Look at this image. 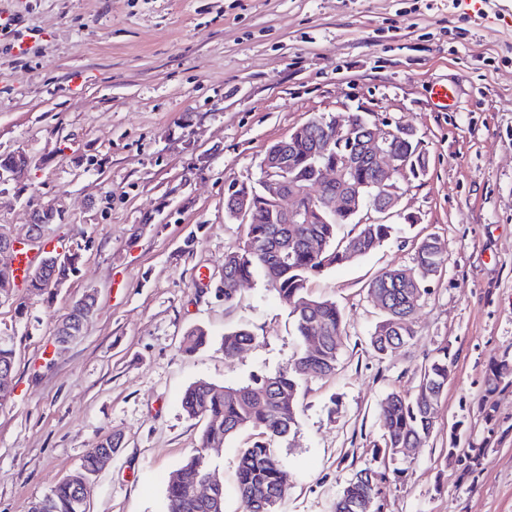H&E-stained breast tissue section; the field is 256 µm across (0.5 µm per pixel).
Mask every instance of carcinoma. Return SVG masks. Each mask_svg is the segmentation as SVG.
Here are the masks:
<instances>
[{
  "label": "carcinoma",
  "instance_id": "carcinoma-1",
  "mask_svg": "<svg viewBox=\"0 0 512 512\" xmlns=\"http://www.w3.org/2000/svg\"><path fill=\"white\" fill-rule=\"evenodd\" d=\"M324 136L315 124L304 129L300 139H285L275 144L277 152L288 156V177L297 192L307 198L320 194L315 180V166L321 158L312 155L317 141ZM394 153L411 155L420 161L418 143L398 139L392 143ZM28 167L27 156L20 151L0 155V171L20 172ZM371 167L361 157L354 170L346 175L350 199L376 205L379 197L369 187ZM340 224L329 219H316L311 224L247 225L246 240L224 254V302L237 297L235 284L264 277L288 308L296 335L305 342L312 325L324 330L320 350L300 354L289 367L274 376L256 377L247 385L218 387L206 381L193 383L182 399V409L190 418L205 421L199 443L189 459L170 477L166 489V512H213L224 506V483L206 462L209 448H220L241 430L258 431V439L240 453L236 493L242 512H266L268 496L283 498L288 475L282 469L273 443L287 437L298 424L297 395L310 374L335 372L343 343V314L336 302L309 294L310 278L328 268L360 259L381 247L395 231L393 224L382 221L362 224L357 234L338 235ZM445 255L436 239L422 240L416 250L415 263L409 268L387 269L368 285L367 293L382 314V320L371 334L370 343L380 354L393 351L413 336L415 314L424 284L441 269ZM256 337L245 329L224 334V357L232 359L251 346ZM207 333L201 328L189 331L183 340L184 351L192 353L205 346ZM448 347L421 370L412 393L392 392L381 406L385 438L383 448L396 453L398 448H411L426 441L434 432L435 408L423 404L424 393L441 397L448 386ZM382 475L371 468L355 473L336 500L335 512H366V506L377 495ZM200 481L214 485L212 505L194 499L189 489ZM89 489H78L71 477L50 488L36 502L39 512H86Z\"/></svg>",
  "mask_w": 512,
  "mask_h": 512
}]
</instances>
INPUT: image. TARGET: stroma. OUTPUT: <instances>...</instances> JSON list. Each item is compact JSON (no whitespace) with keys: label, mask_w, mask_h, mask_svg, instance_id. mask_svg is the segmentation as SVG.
Wrapping results in <instances>:
<instances>
[{"label":"stroma","mask_w":512,"mask_h":512,"mask_svg":"<svg viewBox=\"0 0 512 512\" xmlns=\"http://www.w3.org/2000/svg\"><path fill=\"white\" fill-rule=\"evenodd\" d=\"M39 46L0 38V152L23 151L24 182L0 197V224L24 234L52 205L54 243L81 244L77 272L52 296L13 289L0 331L13 336L10 397L0 403V512L73 473L106 437L120 448L91 480L86 512H165L166 480L203 423L181 400L204 380L250 382L302 350L262 276L234 303L217 290L224 254L246 227L228 221L232 186L257 185L266 148L320 113L364 107L412 126L429 166L408 185L396 232L371 254L312 276L340 306L337 368L309 377L298 426L277 442L288 474L278 512H334L360 469L384 473L375 512H512V10L479 17L468 0H0ZM448 87V107L431 89ZM417 216L414 224L405 215ZM426 237L446 262L425 284L415 335L388 355L371 280L413 266ZM210 287H200L201 279ZM96 292L82 334L55 346L57 322ZM209 341L187 353V331ZM256 342L224 356L225 332ZM447 347L438 430L409 455L377 454L389 393L412 392ZM239 432L209 450L235 493ZM484 449L466 471L451 447Z\"/></svg>","instance_id":"stroma-1"}]
</instances>
